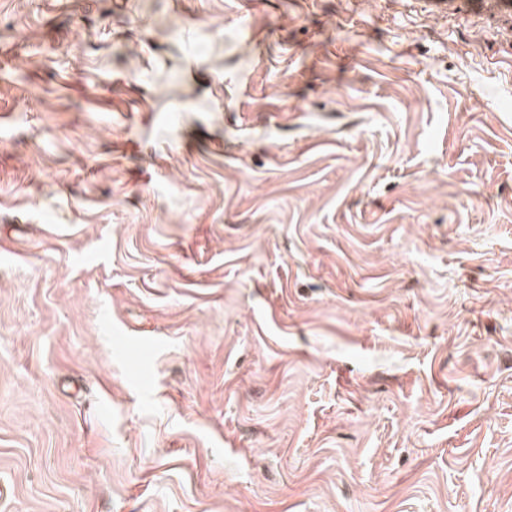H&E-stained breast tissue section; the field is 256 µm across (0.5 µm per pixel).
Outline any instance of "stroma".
<instances>
[{"instance_id": "obj_1", "label": "stroma", "mask_w": 512, "mask_h": 512, "mask_svg": "<svg viewBox=\"0 0 512 512\" xmlns=\"http://www.w3.org/2000/svg\"><path fill=\"white\" fill-rule=\"evenodd\" d=\"M0 0V512H512V15Z\"/></svg>"}]
</instances>
